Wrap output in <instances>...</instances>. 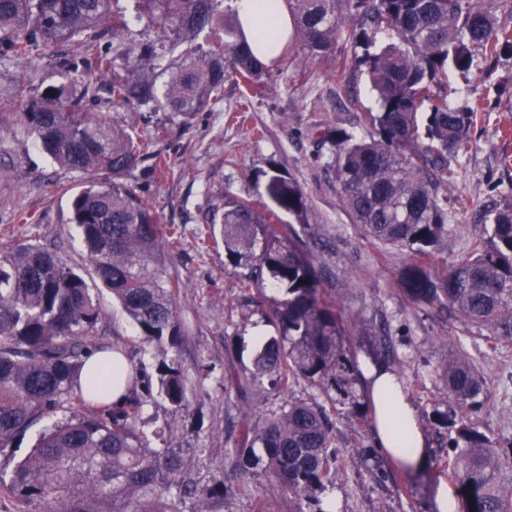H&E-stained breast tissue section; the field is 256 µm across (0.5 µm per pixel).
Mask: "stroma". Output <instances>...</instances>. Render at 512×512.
Here are the masks:
<instances>
[{"label":"stroma","mask_w":512,"mask_h":512,"mask_svg":"<svg viewBox=\"0 0 512 512\" xmlns=\"http://www.w3.org/2000/svg\"><path fill=\"white\" fill-rule=\"evenodd\" d=\"M351 68L348 97H337L328 71L333 59L319 61L312 80L302 79L296 66L278 65L270 72L265 97L253 99L240 111L241 91L225 84L222 101L210 104L186 123H174L160 145L170 170L165 177L140 164L127 182L150 197L164 225L181 234V245L166 254L167 277L179 280L178 316L187 330L180 348L146 344L139 331L113 303L111 294L98 290L105 313L98 341L121 348L129 359L154 373L159 362L181 368L188 405L173 412L162 398L147 406L138 423L145 435L163 429L192 464L200 484L223 474L228 493L214 503L213 512H319L316 499L298 500L274 489L262 468L240 475L231 463L233 429L241 413L261 418L280 410L283 398L268 378L258 379L245 397L224 392V373H250L259 339L274 335L268 321L272 290L241 288L242 268L231 265L223 249H205L200 229L211 216L224 212L225 194L263 191L265 175L279 170L302 189L308 205L305 241L320 265L330 273L326 290L340 308L352 356L367 355L392 367L405 386L430 448L426 468L406 473L395 467L375 443L371 422L336 413L335 442L346 461L345 472L329 487L339 512H433V496L447 479L444 444L448 430L441 416L454 405L444 393L439 371L448 359V345L465 336L475 366L487 382L488 393L472 420L491 439L512 442V342H486L479 329L465 331L462 321L439 308L419 307L398 286V274L407 256L394 250L382 253L364 237L340 205L339 189L331 170L332 158L322 148L323 135L344 127L357 136L367 130L348 109L356 98L367 112L379 109L361 64L362 48H341ZM75 43L39 44L27 65H18L0 46V100L9 101L16 84L27 96L40 98L45 89L71 83L75 75L62 69L60 56H76ZM483 98L485 118L469 130L471 152L462 159L455 181L448 187V245L437 263L454 262L470 252L483 235L476 210L467 203L490 205L512 195V56L495 65L476 60L469 80L448 75V101L460 106ZM263 129L261 139H246L249 130ZM0 248L23 240L55 249L68 267L90 275L92 266L80 233L71 222L68 198L62 188L77 191L87 175L66 171L33 148L23 129L0 132ZM249 493H238L239 484Z\"/></svg>","instance_id":"obj_1"}]
</instances>
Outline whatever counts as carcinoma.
Returning a JSON list of instances; mask_svg holds the SVG:
<instances>
[{
  "label": "carcinoma",
  "instance_id": "obj_1",
  "mask_svg": "<svg viewBox=\"0 0 512 512\" xmlns=\"http://www.w3.org/2000/svg\"><path fill=\"white\" fill-rule=\"evenodd\" d=\"M292 35L279 61L293 57L301 75L334 56L330 79L348 93L346 59L339 43L363 47L361 62L380 111L363 113L368 135L339 128L325 136L340 203L363 235L382 250L407 253L399 274L406 298L417 306L449 307L466 328L488 331L485 339L512 340V199L490 210L489 227L471 253L440 267L434 258L448 241V185L471 148L470 127L481 104H448V71L469 74L474 56L512 54V29L495 20L498 0H283ZM131 20L118 0H0V46L28 62L41 42L74 41L82 52L59 64L81 73L80 87L51 86L23 112H0V131L20 126L57 166L104 172L70 196L72 222L81 229L95 278L120 304L146 342L181 346L185 329L176 295L182 283L163 274L159 244L180 245L178 230L160 224L154 202L125 179L148 159L151 171L169 167L157 143L169 135L162 124L143 137L88 111L105 101L114 107L166 112L188 121L224 98V84L244 87L240 107L266 92L267 66L253 55L239 20L228 22L222 0H138ZM359 14L369 28L349 26ZM160 29L159 44H144L134 22ZM394 41L379 46L375 33ZM210 38L206 52L194 45ZM112 49L101 47L104 38ZM170 58L166 66L160 61ZM267 203L251 195L228 196L223 227L229 262H246L241 287L269 284L281 294L271 321L279 335L265 340L253 359V376L269 378L283 396L301 380L322 391L330 407L288 400L280 410L236 426L235 468L260 466L274 486L309 499L336 481L344 460L333 449L336 404L364 418L355 393V368L342 317L323 289L325 273L305 241L282 214L307 212L294 179L271 174ZM104 313L92 285L61 263L49 248L16 242L0 250V452L37 421L59 409L68 416L37 440L0 487L26 512H182L187 498L196 512H212L224 498V473L212 484L186 479L189 461L171 445L152 446L137 428L153 393L176 412L185 407L181 370L161 362L151 379L130 366L123 403L107 402L112 359L80 378L88 355L104 350L95 341ZM457 340L441 379L460 410L473 409L485 382ZM250 380L230 369L224 389L246 393ZM448 477L460 512H512V443H494L467 417L448 421Z\"/></svg>",
  "mask_w": 512,
  "mask_h": 512
}]
</instances>
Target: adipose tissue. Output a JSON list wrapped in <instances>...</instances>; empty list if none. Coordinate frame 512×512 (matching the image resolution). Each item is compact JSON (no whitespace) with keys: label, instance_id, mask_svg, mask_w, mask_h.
I'll list each match as a JSON object with an SVG mask.
<instances>
[{"label":"adipose tissue","instance_id":"1","mask_svg":"<svg viewBox=\"0 0 512 512\" xmlns=\"http://www.w3.org/2000/svg\"><path fill=\"white\" fill-rule=\"evenodd\" d=\"M236 12L255 57L270 64L272 47L290 31L291 20L282 0H236ZM362 370L374 406L372 431L378 446L404 470L423 468L429 458L427 441L395 373L369 359L363 361Z\"/></svg>","mask_w":512,"mask_h":512}]
</instances>
